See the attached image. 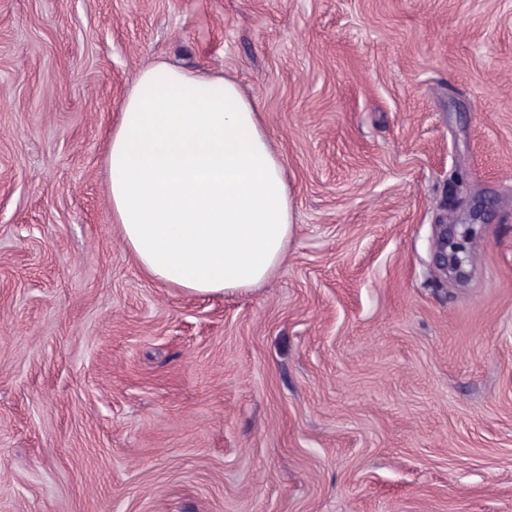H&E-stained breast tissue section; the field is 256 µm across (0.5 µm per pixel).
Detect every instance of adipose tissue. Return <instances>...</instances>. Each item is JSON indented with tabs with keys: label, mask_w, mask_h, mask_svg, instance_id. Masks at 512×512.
I'll return each mask as SVG.
<instances>
[{
	"label": "adipose tissue",
	"mask_w": 512,
	"mask_h": 512,
	"mask_svg": "<svg viewBox=\"0 0 512 512\" xmlns=\"http://www.w3.org/2000/svg\"><path fill=\"white\" fill-rule=\"evenodd\" d=\"M106 164L112 218L149 276L233 293L280 264L292 229L286 170L234 81L165 61L141 68Z\"/></svg>",
	"instance_id": "adipose-tissue-1"
}]
</instances>
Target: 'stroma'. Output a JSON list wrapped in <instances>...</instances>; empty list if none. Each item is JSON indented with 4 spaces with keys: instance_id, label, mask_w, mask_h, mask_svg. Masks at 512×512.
<instances>
[{
    "instance_id": "obj_1",
    "label": "stroma",
    "mask_w": 512,
    "mask_h": 512,
    "mask_svg": "<svg viewBox=\"0 0 512 512\" xmlns=\"http://www.w3.org/2000/svg\"><path fill=\"white\" fill-rule=\"evenodd\" d=\"M158 58L285 166L256 288L152 279L112 222ZM0 512H512V0H0ZM439 226V264L443 270L448 272V266L455 272H460L467 255L463 241L477 233L476 224H466L461 232L452 229L448 236V224H440ZM448 248L450 253L448 254ZM461 254H464L463 256Z\"/></svg>"
}]
</instances>
